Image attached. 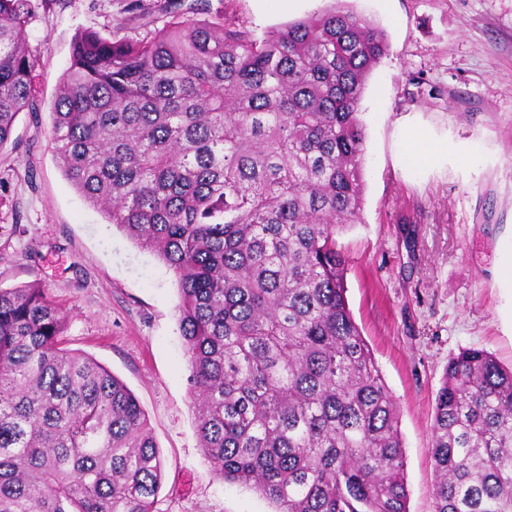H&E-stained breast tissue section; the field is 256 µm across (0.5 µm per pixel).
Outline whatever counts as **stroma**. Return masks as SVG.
<instances>
[{
	"label": "stroma",
	"mask_w": 512,
	"mask_h": 512,
	"mask_svg": "<svg viewBox=\"0 0 512 512\" xmlns=\"http://www.w3.org/2000/svg\"><path fill=\"white\" fill-rule=\"evenodd\" d=\"M196 0H36L26 27L37 114L0 148V287L44 288L67 314L63 346L93 357L139 400L163 463L155 512H274L225 482L195 431L174 273L65 178L50 140L81 31L149 39ZM333 0H209V21L256 38ZM389 52L362 102L365 191L337 237L353 317L400 407L410 512H434L435 397L466 348L512 367V0H346ZM416 132L442 148L401 161Z\"/></svg>",
	"instance_id": "stroma-1"
}]
</instances>
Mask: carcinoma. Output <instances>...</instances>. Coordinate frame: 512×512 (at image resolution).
Wrapping results in <instances>:
<instances>
[{"label":"carcinoma","mask_w":512,"mask_h":512,"mask_svg":"<svg viewBox=\"0 0 512 512\" xmlns=\"http://www.w3.org/2000/svg\"><path fill=\"white\" fill-rule=\"evenodd\" d=\"M34 0H0V146L39 110ZM385 31L343 5L258 41L173 16L74 38L52 112L66 179L176 277L200 448L275 512H409L397 402L336 236L363 204L361 103ZM66 313L0 287V512H153L162 461L133 392L62 347ZM434 512H512V370L448 361Z\"/></svg>","instance_id":"carcinoma-1"}]
</instances>
